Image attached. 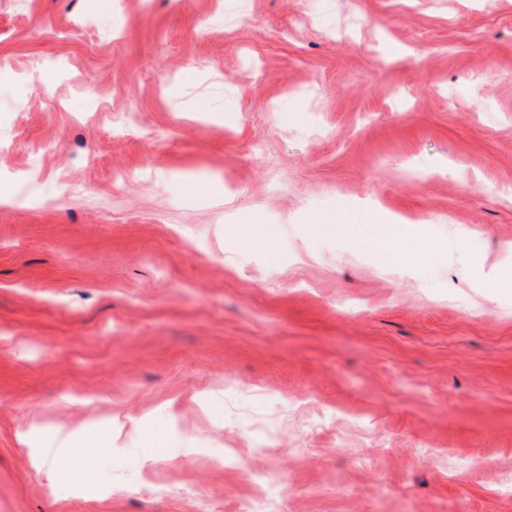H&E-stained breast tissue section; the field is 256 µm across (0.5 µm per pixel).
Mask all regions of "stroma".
I'll return each instance as SVG.
<instances>
[{
  "label": "stroma",
  "mask_w": 512,
  "mask_h": 512,
  "mask_svg": "<svg viewBox=\"0 0 512 512\" xmlns=\"http://www.w3.org/2000/svg\"><path fill=\"white\" fill-rule=\"evenodd\" d=\"M0 186V512H512V0H0ZM106 445L101 437H90L79 441L73 433L60 429L48 441L46 448H39L33 455L34 464L41 468L49 467L50 482L54 484L59 469L66 472L70 495H83L88 492L84 481L82 463L92 448ZM246 477L260 489L241 498L235 505V512H277L284 506L288 492L272 477L271 470L250 471Z\"/></svg>",
  "instance_id": "stroma-1"
}]
</instances>
